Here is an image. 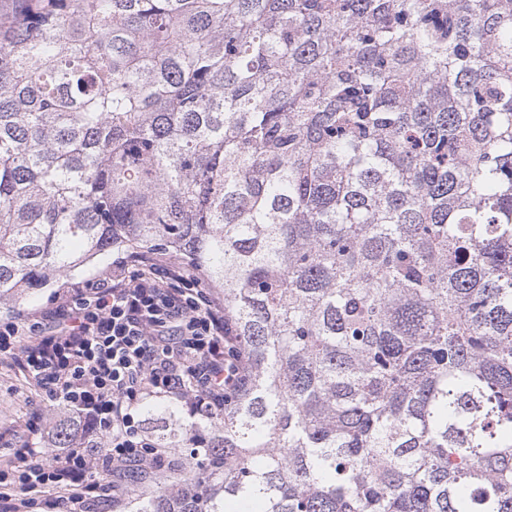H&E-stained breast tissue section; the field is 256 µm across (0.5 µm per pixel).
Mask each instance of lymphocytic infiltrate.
Masks as SVG:
<instances>
[{"instance_id":"obj_1","label":"lymphocytic infiltrate","mask_w":512,"mask_h":512,"mask_svg":"<svg viewBox=\"0 0 512 512\" xmlns=\"http://www.w3.org/2000/svg\"><path fill=\"white\" fill-rule=\"evenodd\" d=\"M0 355L35 382L42 403L108 438L100 452L74 438L50 459L41 447L20 448L0 471V512H89L128 474L156 478L172 452L146 436L145 402H181L189 419L207 417L244 374L223 299L193 266L152 251L119 254L109 272L67 286L46 318L1 322ZM98 457L112 466L110 483L93 473Z\"/></svg>"}]
</instances>
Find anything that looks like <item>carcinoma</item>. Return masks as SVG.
I'll use <instances>...</instances> for the list:
<instances>
[{
    "label": "carcinoma",
    "mask_w": 512,
    "mask_h": 512,
    "mask_svg": "<svg viewBox=\"0 0 512 512\" xmlns=\"http://www.w3.org/2000/svg\"><path fill=\"white\" fill-rule=\"evenodd\" d=\"M122 246L247 366L131 512H512V0H14L0 305Z\"/></svg>",
    "instance_id": "obj_1"
}]
</instances>
